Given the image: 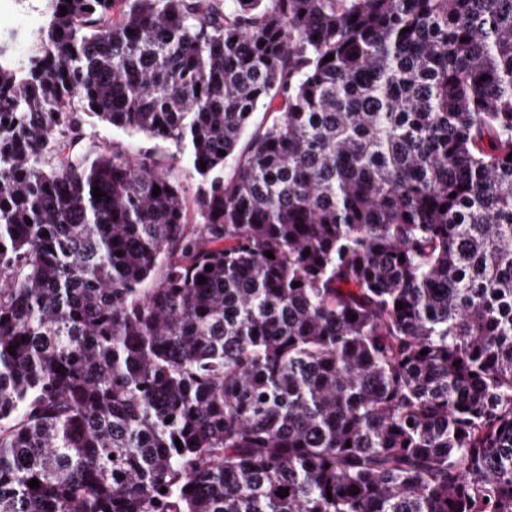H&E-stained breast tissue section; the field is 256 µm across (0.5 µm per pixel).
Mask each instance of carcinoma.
I'll use <instances>...</instances> for the list:
<instances>
[{
    "label": "carcinoma",
    "instance_id": "obj_1",
    "mask_svg": "<svg viewBox=\"0 0 512 512\" xmlns=\"http://www.w3.org/2000/svg\"><path fill=\"white\" fill-rule=\"evenodd\" d=\"M107 509L512 512V0H50L0 64V512ZM85 128L87 133L94 134L105 145L112 146V143H114L127 149L134 156H150L160 168L169 170L183 179V183L188 189L187 198L192 199L199 186V180L197 178L190 179L185 175V170L188 168L186 159L175 145L163 143L143 133L125 132L121 129L99 124L95 126L87 125Z\"/></svg>",
    "mask_w": 512,
    "mask_h": 512
}]
</instances>
